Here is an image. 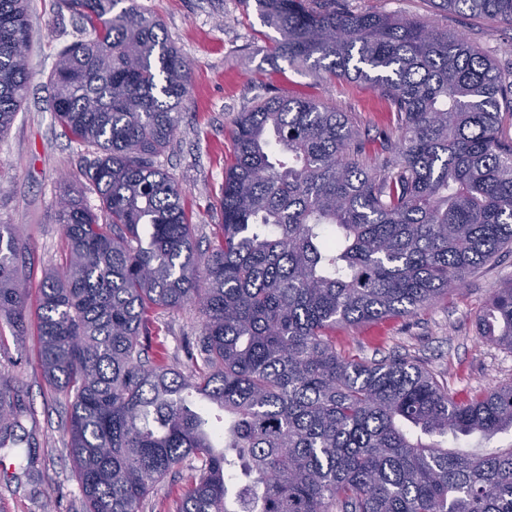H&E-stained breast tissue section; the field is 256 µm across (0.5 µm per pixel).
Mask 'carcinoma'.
<instances>
[{
  "label": "carcinoma",
  "instance_id": "carcinoma-1",
  "mask_svg": "<svg viewBox=\"0 0 512 512\" xmlns=\"http://www.w3.org/2000/svg\"><path fill=\"white\" fill-rule=\"evenodd\" d=\"M81 38L58 53L50 109L95 148L82 176L95 213L61 182L65 260L44 273L40 365L70 400L68 449L84 512H142L174 470L176 512H512V444H424L512 432V383L458 398L414 359L369 362L336 325L409 314L512 249V64L426 21L336 0H255L272 54L370 86L397 139L366 160L352 118L313 100L261 97L232 119L221 237L198 249L175 178L158 165L191 64L137 0H57ZM512 26V0H440ZM27 0H0V137L31 71ZM30 263L0 224V318L27 321ZM193 308L190 372L153 334ZM512 352V285L480 318ZM156 351V359L143 355ZM29 411L0 373V449ZM422 440L425 443H436L439 441L444 447L448 448H477L480 451H492L495 448H499L500 446L510 443L511 434L502 433L491 438H485L481 435L475 434L469 437L460 436L457 439L451 434L445 438L422 435Z\"/></svg>",
  "mask_w": 512,
  "mask_h": 512
}]
</instances>
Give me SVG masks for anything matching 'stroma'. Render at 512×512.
I'll return each mask as SVG.
<instances>
[{
	"mask_svg": "<svg viewBox=\"0 0 512 512\" xmlns=\"http://www.w3.org/2000/svg\"><path fill=\"white\" fill-rule=\"evenodd\" d=\"M162 24L171 43L193 64L190 91L171 148L160 157L185 193L200 249L213 239L214 205L233 147L230 122L257 95L317 99L352 116L371 151L394 131V115L365 84L322 81L271 56L269 30L254 0H138ZM355 11L394 13L433 22L465 36L490 57L512 60V27L440 9L439 0H345ZM29 91L0 138V224L15 225L29 247V320L24 335L0 352V372L16 376L31 416L17 448L0 452V512H83L67 449L69 400L44 378L39 359L40 282L59 265L64 237L55 201L62 179H77L92 151L75 141L49 109L50 73L58 51L78 37L79 23L55 0H29ZM512 284V253L469 275L459 293L410 315L338 329L350 354L368 361L409 357L461 394L512 382V352L483 338L479 318L492 293ZM169 364L182 368L188 341L199 336L195 311L182 308L158 321ZM35 443L38 464L24 472L20 456Z\"/></svg>",
	"mask_w": 512,
	"mask_h": 512,
	"instance_id": "1",
	"label": "stroma"
}]
</instances>
